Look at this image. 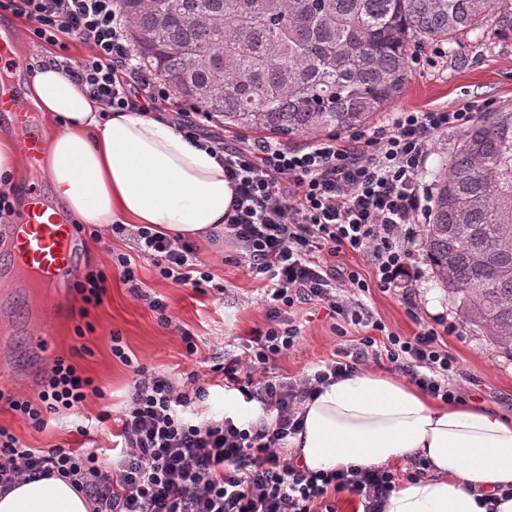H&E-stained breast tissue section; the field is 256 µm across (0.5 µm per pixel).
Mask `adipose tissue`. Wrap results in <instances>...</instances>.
<instances>
[{"label": "adipose tissue", "instance_id": "1", "mask_svg": "<svg viewBox=\"0 0 512 512\" xmlns=\"http://www.w3.org/2000/svg\"><path fill=\"white\" fill-rule=\"evenodd\" d=\"M28 97L54 126L40 166L74 222L143 224L188 240L223 230L232 196L224 168L170 122L138 112L102 117L49 60L35 70ZM303 411L291 446L309 470L430 462L392 492L385 512H485L478 498L512 486V419L495 405H438L404 380L365 370L322 388ZM88 510L86 497L57 478L0 495V512Z\"/></svg>", "mask_w": 512, "mask_h": 512}]
</instances>
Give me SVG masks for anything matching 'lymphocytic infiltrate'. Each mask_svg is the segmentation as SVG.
I'll return each mask as SVG.
<instances>
[{"mask_svg":"<svg viewBox=\"0 0 512 512\" xmlns=\"http://www.w3.org/2000/svg\"><path fill=\"white\" fill-rule=\"evenodd\" d=\"M0 12L25 19L34 43L55 47L57 65L102 111L166 118L223 163L232 187L224 240L235 249V263L263 281L268 320L242 354L213 367L225 390L257 406L256 418L199 419L209 389L196 374L180 381L140 367L111 462L100 461L94 450L31 448L0 426V494L26 478L61 477L89 499L92 512H336L341 493L356 497L362 512H384L400 482L423 474L427 461L410 459L402 470L355 463L309 470L290 448L303 429L304 403L337 379L383 361L443 404L460 403L463 389L441 342L446 321L422 322L411 337L386 332L360 299L370 283L326 259L346 250L363 255L374 284L386 291L410 278V246L431 203L420 185L427 145L439 132L468 128L477 105L400 111L372 132L333 134L303 149L263 140L229 146L206 131L200 108L181 101L143 67L118 0H0ZM74 40L88 49L78 60L68 55ZM112 231L132 237L162 278L223 292L194 243L145 225L116 224ZM308 303L373 333L306 373L270 375L271 362L296 347V307ZM378 331L386 332V342L377 343ZM100 394L93 378L58 358L37 398L0 389V401L42 430L48 414L82 412Z\"/></svg>","mask_w":512,"mask_h":512,"instance_id":"obj_1","label":"lymphocytic infiltrate"}]
</instances>
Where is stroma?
I'll use <instances>...</instances> for the list:
<instances>
[{"instance_id":"obj_1","label":"stroma","mask_w":512,"mask_h":512,"mask_svg":"<svg viewBox=\"0 0 512 512\" xmlns=\"http://www.w3.org/2000/svg\"><path fill=\"white\" fill-rule=\"evenodd\" d=\"M0 31L10 34L18 48L22 66L1 77L16 100H23L25 84L33 74L29 64L42 59L48 48L39 47L28 37L26 23L18 18L0 17ZM435 43L419 48L425 65L411 66L409 83L394 111L454 108L485 99L495 107L512 104V42L492 38L461 39L446 47L435 65ZM392 110V111H393ZM75 269H110L117 254L135 257L139 278L148 293L161 297L168 305L170 325H161L145 302L113 277L103 303L94 307L84 302L65 276L51 294L43 295L28 287L13 272V254L8 246V228L0 223V385L16 393L32 396L55 358L63 357L80 367L103 390L89 412L107 409L112 417L80 435L72 416L51 420L47 429L36 431L6 406L0 405V425L10 429L25 445L49 448L66 442L71 447L109 449L119 427L116 414L126 405L133 368L185 379L197 373L211 386L210 396L201 406L204 417L218 418L224 412V390L215 386L211 367L223 362L233 342H242L266 323V308L261 301L262 283L233 261L234 251L224 241L201 240L198 254L215 281L224 283L223 293L202 294L192 288L161 278L150 260L138 256L132 240L103 233L93 239L88 231L76 233ZM414 278L407 289L384 292L371 287L362 294L373 317L389 331L409 337L418 329V319L441 314L454 324L455 331L445 342L456 359L458 380L464 385L467 403L489 402L512 415V358L502 354L486 337L471 330L459 319L444 292L438 288L420 245H412ZM302 339L296 350L274 363L282 376L302 373L312 362L330 357L349 340L365 336L366 328H349L347 335L335 331V323L325 309L315 304L297 307ZM84 336H77V329ZM194 334L197 355H187L182 330ZM119 333L127 354L115 357L110 336Z\"/></svg>"}]
</instances>
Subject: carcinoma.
<instances>
[{"instance_id":"carcinoma-1","label":"carcinoma","mask_w":512,"mask_h":512,"mask_svg":"<svg viewBox=\"0 0 512 512\" xmlns=\"http://www.w3.org/2000/svg\"><path fill=\"white\" fill-rule=\"evenodd\" d=\"M145 68L226 128L317 139L401 98L427 41L512 42V0H119ZM495 16L494 28L488 17ZM421 245L475 331L512 353V106L464 131Z\"/></svg>"}]
</instances>
